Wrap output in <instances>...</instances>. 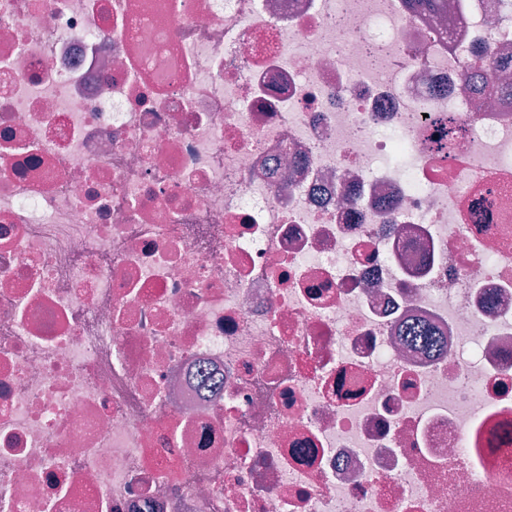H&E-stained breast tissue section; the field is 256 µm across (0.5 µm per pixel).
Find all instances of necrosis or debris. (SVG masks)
Returning a JSON list of instances; mask_svg holds the SVG:
<instances>
[{"mask_svg": "<svg viewBox=\"0 0 512 512\" xmlns=\"http://www.w3.org/2000/svg\"><path fill=\"white\" fill-rule=\"evenodd\" d=\"M506 30L0 0V512H512ZM400 338L402 342L409 346L422 349L427 352L440 349L441 339L422 322H415L406 325L402 330Z\"/></svg>", "mask_w": 512, "mask_h": 512, "instance_id": "1", "label": "necrosis or debris"}]
</instances>
